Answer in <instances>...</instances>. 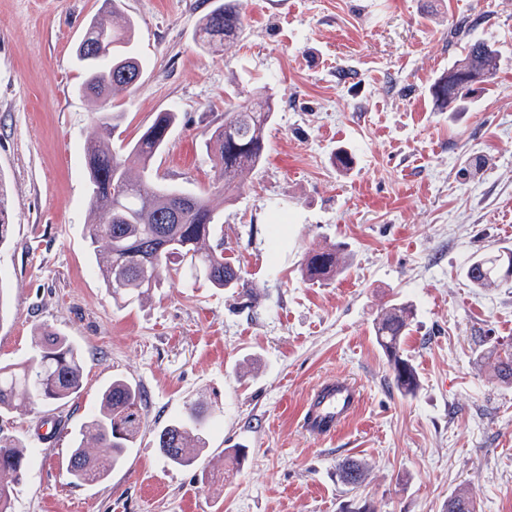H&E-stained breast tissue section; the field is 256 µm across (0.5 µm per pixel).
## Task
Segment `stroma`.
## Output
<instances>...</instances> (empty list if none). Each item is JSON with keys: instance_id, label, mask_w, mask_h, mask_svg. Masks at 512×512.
I'll use <instances>...</instances> for the list:
<instances>
[{"instance_id": "1", "label": "stroma", "mask_w": 512, "mask_h": 512, "mask_svg": "<svg viewBox=\"0 0 512 512\" xmlns=\"http://www.w3.org/2000/svg\"><path fill=\"white\" fill-rule=\"evenodd\" d=\"M243 2L239 37L208 49L196 31L213 0H117L145 69L112 96L122 118L109 136L120 145L176 113L152 162L160 181L213 190L205 141L225 101L277 104L266 161L219 214L248 291L180 272L120 305L86 239L83 146L104 133L76 61L104 0H0V185L13 224L0 247V362L27 358L42 325L86 355L66 404L0 414L1 430L38 451L13 512H444L462 487L475 512H512V386L482 357L492 339L512 343V281L476 288L466 277L479 256L512 248V0ZM476 40L498 50L499 70L465 109L438 110L430 86ZM342 149L347 170L334 163ZM332 244L344 272L304 280L305 253ZM399 303L415 309L412 396L394 387L374 333ZM115 378L140 389L143 428L122 467L72 485L71 450ZM332 380L363 399L321 439L302 411ZM195 402L215 416L206 486L155 442ZM46 418L59 430L41 441ZM238 446L239 468L223 456ZM351 460L369 466L357 488L339 473Z\"/></svg>"}]
</instances>
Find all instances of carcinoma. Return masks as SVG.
<instances>
[{
  "label": "carcinoma",
  "instance_id": "1",
  "mask_svg": "<svg viewBox=\"0 0 512 512\" xmlns=\"http://www.w3.org/2000/svg\"><path fill=\"white\" fill-rule=\"evenodd\" d=\"M243 0H215L197 30L202 46L224 44L238 38L244 23ZM132 24L121 18L117 7L103 9L86 27L77 48L84 70L82 90L98 104L109 102L118 91L132 89L142 74L133 55ZM110 44L104 51L98 43ZM500 66V55L485 42L469 45L466 55L442 75L430 94L441 110H456L472 89L459 87L455 74L472 71L487 82ZM276 103L271 98L243 99L229 104L224 125L206 142L218 172V195L227 200L241 187L242 177L266 160L265 132L272 123ZM175 123V113L160 112L153 123L120 150L105 139L93 140L83 149L91 193L89 211L103 212L107 219L87 225V240L99 256L98 272L112 298L124 304L139 301L163 284L170 265L187 263L190 278H204L213 288L231 290L245 286L240 268L224 259V238L217 236V205L212 195L178 188L151 178V163L165 148ZM12 216L0 185V244L10 233ZM512 265V249L506 248L474 260L466 277L476 288H491ZM343 270L335 246L312 249L303 263V277L325 281ZM413 310L396 304L382 313L375 336L388 354L393 383L404 396L416 393L419 378L405 354L404 339L411 331ZM485 358L497 379L512 385V349L490 345ZM85 358L83 351L60 332L43 326L36 330L34 353L17 363H0V411H23L38 404L61 405L77 394ZM142 393L132 384L115 378L104 389L98 409L83 426L72 449L67 474L69 483L84 485L106 479L121 465L141 429ZM211 423L199 405L163 428L157 447L175 466L198 464L208 444ZM31 464L29 447L17 438L0 433V512H13L15 493L25 481ZM358 462L342 465V477L353 487L362 482ZM446 512H474L472 493L457 491Z\"/></svg>",
  "mask_w": 512,
  "mask_h": 512
}]
</instances>
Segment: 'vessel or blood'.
Masks as SVG:
<instances>
[{
  "label": "vessel or blood",
  "mask_w": 512,
  "mask_h": 512,
  "mask_svg": "<svg viewBox=\"0 0 512 512\" xmlns=\"http://www.w3.org/2000/svg\"><path fill=\"white\" fill-rule=\"evenodd\" d=\"M358 390L348 381H328L314 392L304 410L306 428L317 435H331L354 411Z\"/></svg>",
  "instance_id": "obj_1"
}]
</instances>
